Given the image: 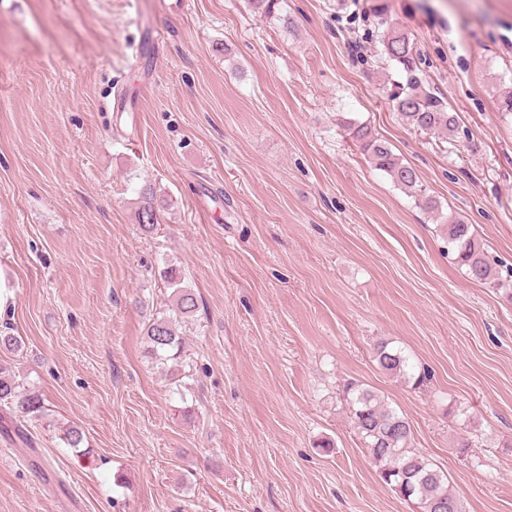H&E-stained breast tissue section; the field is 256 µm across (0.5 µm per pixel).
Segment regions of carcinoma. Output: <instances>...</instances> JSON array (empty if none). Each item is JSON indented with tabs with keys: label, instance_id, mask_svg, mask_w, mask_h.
<instances>
[{
	"label": "carcinoma",
	"instance_id": "1",
	"mask_svg": "<svg viewBox=\"0 0 512 512\" xmlns=\"http://www.w3.org/2000/svg\"><path fill=\"white\" fill-rule=\"evenodd\" d=\"M381 45L383 54L406 74L405 85L388 93L401 120L423 132H438L448 139L449 144H454L459 129L457 115L448 111L443 97L424 86L417 73L413 48L407 35L389 26L383 32ZM342 125L359 143L375 169L387 174L394 185L407 195L424 197L414 168L403 163L369 125L352 120H344ZM156 202L155 188L143 186L139 192L136 220L146 230L158 224ZM424 205L429 210H439L437 202L431 197H424ZM442 231L448 253L454 256L459 266L465 268L469 279L486 284L500 283L501 275L489 261L484 244L477 238L472 225L450 215L443 218ZM165 278L169 286L174 288L175 313L181 317L193 316L198 309L195 295L182 286L175 269H167ZM146 339L153 354L161 360H175L181 354L182 338L177 336L172 323L166 318H155L149 323ZM374 360L382 371L394 377L412 379L416 385L428 380V373L415 372L403 351L389 346L387 342H379L374 347ZM346 391L352 425L384 483L400 498L415 504L419 512H462L460 495L450 488L445 474L413 448V432L405 416L386 406L376 392L360 384L351 383ZM1 402L9 404L13 414L22 419L41 413L43 408L40 395L20 389L15 376L2 368Z\"/></svg>",
	"mask_w": 512,
	"mask_h": 512
}]
</instances>
